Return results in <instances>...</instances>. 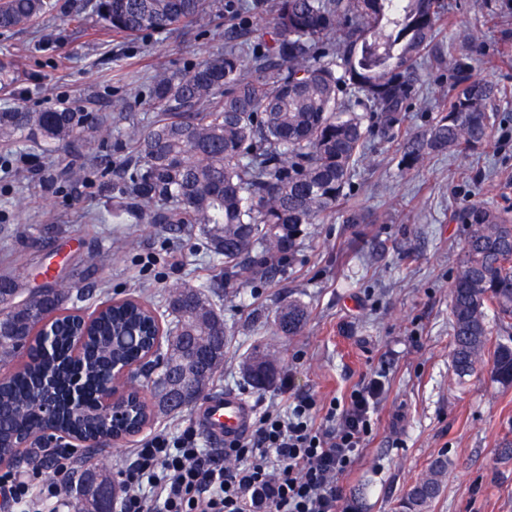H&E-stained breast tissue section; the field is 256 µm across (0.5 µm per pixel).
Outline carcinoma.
<instances>
[{"instance_id": "cac0c4a2", "label": "carcinoma", "mask_w": 512, "mask_h": 512, "mask_svg": "<svg viewBox=\"0 0 512 512\" xmlns=\"http://www.w3.org/2000/svg\"><path fill=\"white\" fill-rule=\"evenodd\" d=\"M220 0H98L80 12L92 27L115 37L187 28ZM270 17L256 29L236 27L224 49L180 74L153 78L148 107L153 120L131 126L129 182L123 199L133 200L143 224H169L199 236L224 286L242 278L266 279L294 253L308 226L336 212L350 198L354 178L367 163L371 122L390 133L403 170L426 159L454 154L466 158L492 142L504 88L474 78L451 43L437 42L449 18V0H271ZM49 0H0V30L27 29L49 10ZM448 67L453 82L447 102L423 131L406 124L408 101L419 93L424 64ZM15 61H0V91L17 82ZM80 108L32 109L20 103L0 109V142L40 139L47 152L70 144L85 128ZM468 235L450 291L452 364L457 376L473 373L494 343L492 373L512 386V336L492 339L494 328H512V208L471 206L457 217ZM166 311L178 338L163 363L148 367L156 390L191 374L201 377L200 397L224 366L228 330L216 291L190 283L166 288ZM82 298L75 285H22L0 278V364L24 348L28 362L0 379V464L17 461L12 433L39 432L43 423L21 410L39 390L43 368L52 366L57 392L80 379L86 401H94L106 360V343L128 322L148 316L132 305L104 309L89 329L84 361H69L70 336L59 330L52 360L32 344L50 315L70 318L67 301ZM306 306L290 299L275 313L277 332L298 334ZM244 370L253 387L271 383L276 371L270 349L254 351ZM57 428L83 434L95 426L62 413ZM448 462L432 460L400 499L397 512H430L440 496ZM75 512H113V499L89 491Z\"/></svg>"}]
</instances>
